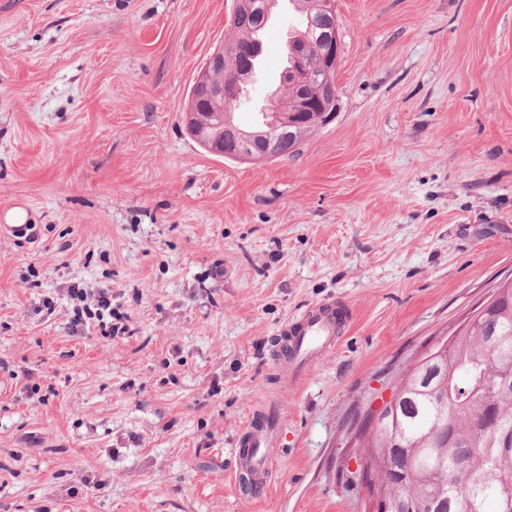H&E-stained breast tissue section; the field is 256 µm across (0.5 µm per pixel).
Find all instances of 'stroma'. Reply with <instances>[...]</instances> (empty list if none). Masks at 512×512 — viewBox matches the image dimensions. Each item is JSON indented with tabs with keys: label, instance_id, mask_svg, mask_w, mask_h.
<instances>
[{
	"label": "stroma",
	"instance_id": "1",
	"mask_svg": "<svg viewBox=\"0 0 512 512\" xmlns=\"http://www.w3.org/2000/svg\"><path fill=\"white\" fill-rule=\"evenodd\" d=\"M233 0H0V512H365L355 412L512 274V0H336L335 119L231 161L183 124ZM294 14L262 39L284 68ZM126 332L76 325L72 289ZM334 303L294 372L282 329ZM272 406L267 494L237 439ZM101 490H93V483Z\"/></svg>",
	"mask_w": 512,
	"mask_h": 512
}]
</instances>
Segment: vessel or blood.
<instances>
[{"label": "vessel or blood", "mask_w": 512, "mask_h": 512, "mask_svg": "<svg viewBox=\"0 0 512 512\" xmlns=\"http://www.w3.org/2000/svg\"><path fill=\"white\" fill-rule=\"evenodd\" d=\"M337 325L335 308L320 305L308 309L285 328L296 369H304L324 349L335 345ZM278 427L275 413L254 416L246 422L238 439L239 447L246 450L244 465L254 474L253 491L258 496L265 492L274 468L270 450L277 444Z\"/></svg>", "instance_id": "b4317fda"}]
</instances>
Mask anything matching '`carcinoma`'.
I'll return each instance as SVG.
<instances>
[{
    "label": "carcinoma",
    "mask_w": 512,
    "mask_h": 512,
    "mask_svg": "<svg viewBox=\"0 0 512 512\" xmlns=\"http://www.w3.org/2000/svg\"><path fill=\"white\" fill-rule=\"evenodd\" d=\"M261 15L251 10L234 24L236 52L253 49ZM187 109L218 112L206 89L192 84ZM512 282L494 303L468 317L458 339L433 365L400 379L399 446L371 441L366 455L388 498L417 502L425 512H512Z\"/></svg>",
    "instance_id": "obj_1"
}]
</instances>
